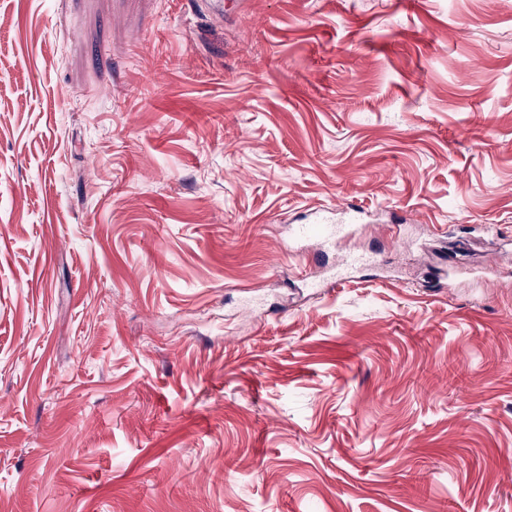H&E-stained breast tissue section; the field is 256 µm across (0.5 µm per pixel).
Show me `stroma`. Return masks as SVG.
Wrapping results in <instances>:
<instances>
[{"instance_id": "obj_1", "label": "stroma", "mask_w": 512, "mask_h": 512, "mask_svg": "<svg viewBox=\"0 0 512 512\" xmlns=\"http://www.w3.org/2000/svg\"><path fill=\"white\" fill-rule=\"evenodd\" d=\"M0 512H512V0H0ZM367 215L366 209L356 202L336 203V207L320 210L309 224H294L288 227L289 238L303 242L311 238L323 244L336 245L351 237L354 224ZM371 263V259L366 255L353 250L347 251L341 259L340 272L336 274V279L327 285V288H341L349 282L347 276L349 271Z\"/></svg>"}]
</instances>
